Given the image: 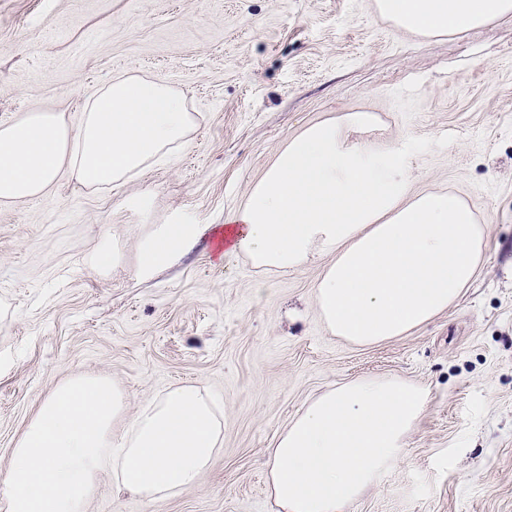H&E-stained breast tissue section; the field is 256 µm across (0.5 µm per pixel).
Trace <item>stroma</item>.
Here are the masks:
<instances>
[{"instance_id":"stroma-1","label":"stroma","mask_w":512,"mask_h":512,"mask_svg":"<svg viewBox=\"0 0 512 512\" xmlns=\"http://www.w3.org/2000/svg\"><path fill=\"white\" fill-rule=\"evenodd\" d=\"M374 0H0V124H78L113 79H162L195 117L184 143L121 184L61 174L0 203V482L41 400L94 374L128 412L177 382L208 388L224 444L196 489L145 502L101 477L89 512H277L267 455L328 387L396 377L425 389L402 459L347 512H512V16L415 38ZM374 113L355 141L405 142L415 190L458 193L485 226L458 302L408 335L358 346L321 321L324 259L283 273L205 233L152 278L133 241L213 224L303 127ZM116 260H92L101 245Z\"/></svg>"}]
</instances>
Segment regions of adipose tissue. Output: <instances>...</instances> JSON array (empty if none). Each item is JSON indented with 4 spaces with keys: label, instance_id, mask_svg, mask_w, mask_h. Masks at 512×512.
<instances>
[{
    "label": "adipose tissue",
    "instance_id": "ef3b65f1",
    "mask_svg": "<svg viewBox=\"0 0 512 512\" xmlns=\"http://www.w3.org/2000/svg\"><path fill=\"white\" fill-rule=\"evenodd\" d=\"M379 16L417 37L463 33L512 15V0H375ZM375 122L347 112L288 140L224 229L269 273L328 257L314 298L327 329L370 346L448 310L474 278L485 227L458 194L413 191L402 145L371 148L350 131ZM194 116L168 83L121 77L89 99L77 129L36 111L0 125V203L46 194L61 173L107 186L144 171L183 142ZM198 224H160L134 242L137 274L152 276L195 240ZM424 389L364 378L313 397L267 450L279 512H346L403 456L425 410ZM125 396L78 376L44 400L12 450L0 486L6 512H86L109 476L153 502L197 487L223 441L209 394L175 384L124 418Z\"/></svg>",
    "mask_w": 512,
    "mask_h": 512
}]
</instances>
